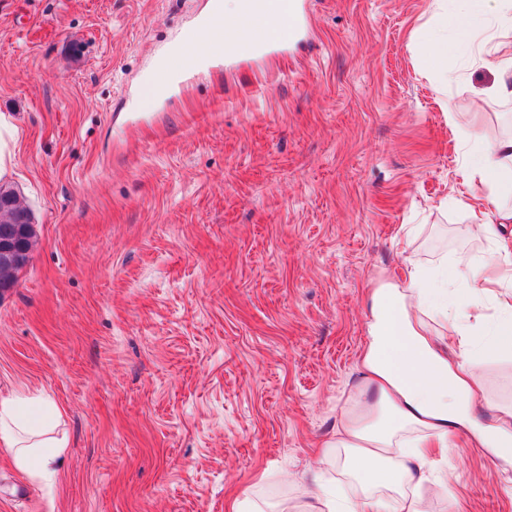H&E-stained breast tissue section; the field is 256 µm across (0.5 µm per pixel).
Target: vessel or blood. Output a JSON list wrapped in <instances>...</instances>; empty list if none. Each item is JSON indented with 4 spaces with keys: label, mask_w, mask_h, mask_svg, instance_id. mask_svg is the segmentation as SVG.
Segmentation results:
<instances>
[{
    "label": "vessel or blood",
    "mask_w": 512,
    "mask_h": 512,
    "mask_svg": "<svg viewBox=\"0 0 512 512\" xmlns=\"http://www.w3.org/2000/svg\"><path fill=\"white\" fill-rule=\"evenodd\" d=\"M251 19L271 16L280 20L279 28L265 37L254 36L251 28H243L233 44L224 51L229 62H238L256 55L277 54L307 34L303 0H247Z\"/></svg>",
    "instance_id": "vessel-or-blood-1"
}]
</instances>
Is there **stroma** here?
Returning a JSON list of instances; mask_svg holds the SVG:
<instances>
[{"instance_id": "stroma-1", "label": "stroma", "mask_w": 512, "mask_h": 512, "mask_svg": "<svg viewBox=\"0 0 512 512\" xmlns=\"http://www.w3.org/2000/svg\"><path fill=\"white\" fill-rule=\"evenodd\" d=\"M209 0H0V114L17 128L0 182L36 243L0 297V398L62 412L51 485L0 449V512H226L250 493L303 512L319 451L363 375L370 295L407 267L492 261L450 198L461 130L512 134V100L481 95L484 55L425 66L433 0H304L302 49L197 67L157 101L145 80ZM460 328L483 389L512 404L501 321ZM419 493L426 512H512V463L465 428Z\"/></svg>"}]
</instances>
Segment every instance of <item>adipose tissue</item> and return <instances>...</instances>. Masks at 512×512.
Returning <instances> with one entry per match:
<instances>
[{
	"label": "adipose tissue",
	"mask_w": 512,
	"mask_h": 512,
	"mask_svg": "<svg viewBox=\"0 0 512 512\" xmlns=\"http://www.w3.org/2000/svg\"><path fill=\"white\" fill-rule=\"evenodd\" d=\"M441 13L443 34L427 33L419 51L429 64L439 65L453 54L482 47L492 57L497 77L490 94L512 98V0H453ZM463 176L482 185L486 197L497 200L494 212L470 200L457 207L473 211L474 231L487 241L493 263L469 264L465 287L471 288V309L480 312L481 297L498 289V307L505 321L498 332L502 343L512 341V239L502 234L512 224V137L480 147L470 133ZM447 260L432 272L415 268L382 282L371 294L367 322L369 342L361 367L364 383L343 410L336 450L327 451L330 467L342 468L366 481L347 512H423L419 496L409 486L425 481L435 455H447L448 430L472 428L478 442L496 456L512 460V407L498 410L491 427L473 424L472 413L481 398L470 360L448 356V339L435 334L428 317L447 309L448 282L455 279ZM62 413L42 392L22 391L0 399V447L12 454L16 467L30 481L42 483L67 446L60 429ZM347 456H339V449Z\"/></svg>",
	"instance_id": "adipose-tissue-1"
}]
</instances>
